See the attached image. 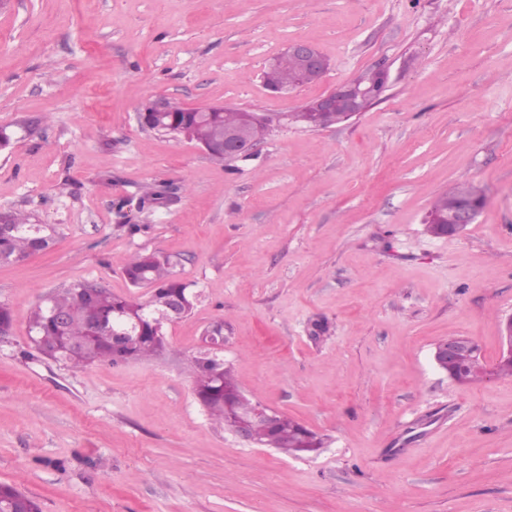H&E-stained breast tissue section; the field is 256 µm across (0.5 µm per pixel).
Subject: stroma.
<instances>
[{
    "mask_svg": "<svg viewBox=\"0 0 512 512\" xmlns=\"http://www.w3.org/2000/svg\"><path fill=\"white\" fill-rule=\"evenodd\" d=\"M293 42L329 68L270 93L261 72ZM381 66L364 112L281 128L249 161L137 119L156 98L294 112ZM5 125L0 211L58 234L0 263V484L42 512H512V377L460 384L431 357L465 336L494 363L512 315V0H0ZM154 182L175 197L140 205ZM459 183L484 207L431 236ZM145 251L198 295L163 356L74 370L36 350L30 316L63 288L146 296L123 273ZM219 321L244 395L318 452L209 418L192 360ZM456 199H474L485 204L483 191L475 186H455L446 192L439 194L432 202L430 210L441 211L448 208V202Z\"/></svg>",
    "mask_w": 512,
    "mask_h": 512,
    "instance_id": "1",
    "label": "stroma"
}]
</instances>
